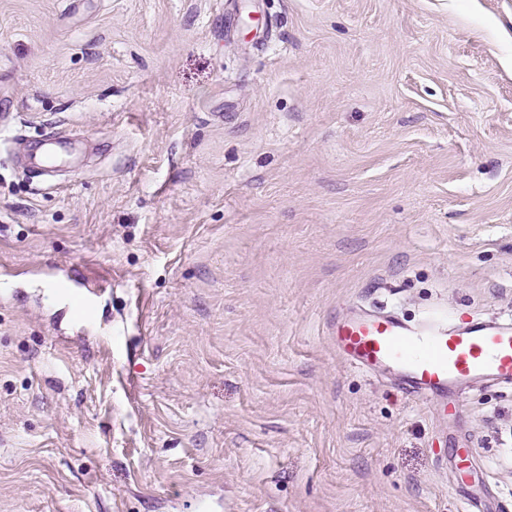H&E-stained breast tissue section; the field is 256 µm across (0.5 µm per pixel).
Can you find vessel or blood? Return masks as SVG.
Listing matches in <instances>:
<instances>
[{"label": "vessel or blood", "mask_w": 512, "mask_h": 512, "mask_svg": "<svg viewBox=\"0 0 512 512\" xmlns=\"http://www.w3.org/2000/svg\"><path fill=\"white\" fill-rule=\"evenodd\" d=\"M337 354L359 371L397 372L415 400L436 399L447 411L449 391L483 379L512 386V320L478 319L458 327L429 318L412 325L393 312H364L332 333Z\"/></svg>", "instance_id": "obj_1"}]
</instances>
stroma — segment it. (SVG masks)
<instances>
[{"instance_id":"35a3bbf8","label":"stroma","mask_w":512,"mask_h":512,"mask_svg":"<svg viewBox=\"0 0 512 512\" xmlns=\"http://www.w3.org/2000/svg\"><path fill=\"white\" fill-rule=\"evenodd\" d=\"M358 308L512 319V0H0V512H512Z\"/></svg>"}]
</instances>
